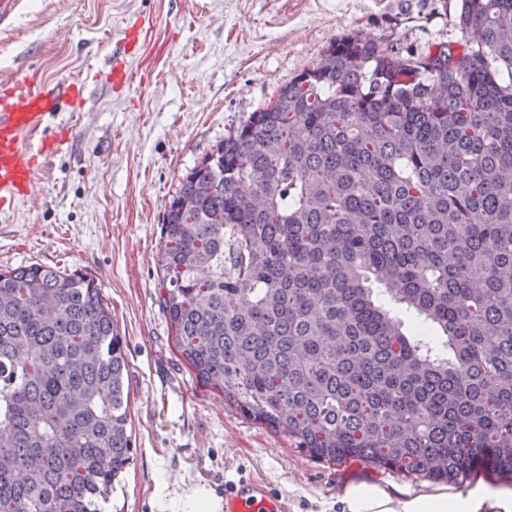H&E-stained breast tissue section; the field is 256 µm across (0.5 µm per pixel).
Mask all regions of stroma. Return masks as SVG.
Returning a JSON list of instances; mask_svg holds the SVG:
<instances>
[{"mask_svg":"<svg viewBox=\"0 0 512 512\" xmlns=\"http://www.w3.org/2000/svg\"><path fill=\"white\" fill-rule=\"evenodd\" d=\"M460 0H17L0 21V72L26 83L78 82L75 128L0 213V269H80L97 282L125 341L133 462L102 512H184L173 489L223 496L242 481L272 488L283 512H336L353 481L415 496L438 489L363 461L309 458L197 384L157 301L160 227L181 178L267 104L336 36L397 51L458 44ZM125 40L132 83L111 77L108 42Z\"/></svg>","mask_w":512,"mask_h":512,"instance_id":"stroma-1","label":"stroma"}]
</instances>
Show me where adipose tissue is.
<instances>
[{
    "label": "adipose tissue",
    "instance_id": "obj_1",
    "mask_svg": "<svg viewBox=\"0 0 512 512\" xmlns=\"http://www.w3.org/2000/svg\"><path fill=\"white\" fill-rule=\"evenodd\" d=\"M342 501L345 512H480L492 503L498 512H512V491H490L477 485L468 491L436 492L414 497H397L377 484H352Z\"/></svg>",
    "mask_w": 512,
    "mask_h": 512
}]
</instances>
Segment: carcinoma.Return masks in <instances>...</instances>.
<instances>
[{
    "label": "carcinoma",
    "instance_id": "1",
    "mask_svg": "<svg viewBox=\"0 0 512 512\" xmlns=\"http://www.w3.org/2000/svg\"><path fill=\"white\" fill-rule=\"evenodd\" d=\"M458 20L459 49L334 39L182 178L156 254L198 384L314 459L448 483L512 477V0ZM125 368L92 277L0 270V512H99Z\"/></svg>",
    "mask_w": 512,
    "mask_h": 512
}]
</instances>
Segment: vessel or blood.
<instances>
[{
  "label": "vessel or blood",
  "mask_w": 512,
  "mask_h": 512,
  "mask_svg": "<svg viewBox=\"0 0 512 512\" xmlns=\"http://www.w3.org/2000/svg\"><path fill=\"white\" fill-rule=\"evenodd\" d=\"M80 89L74 83L29 87L8 83L0 92V209L11 205L31 189L32 176L54 146L48 141L31 143L47 117L62 105L79 108ZM225 512H281L279 496L269 488L250 490L241 485L224 496Z\"/></svg>",
  "instance_id": "1"
}]
</instances>
